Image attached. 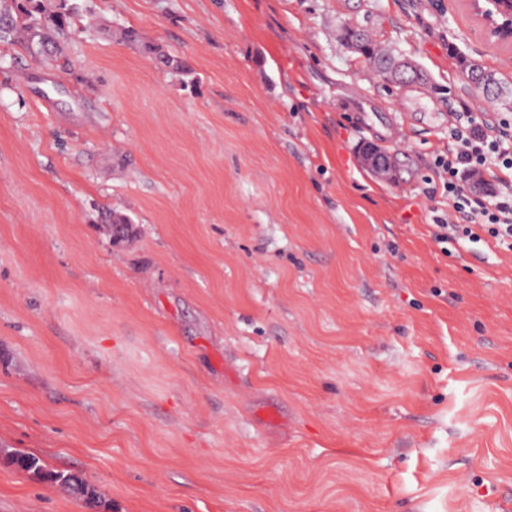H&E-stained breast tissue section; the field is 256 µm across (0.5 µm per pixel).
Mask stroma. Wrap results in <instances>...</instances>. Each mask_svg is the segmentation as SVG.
<instances>
[{"instance_id":"stroma-1","label":"stroma","mask_w":512,"mask_h":512,"mask_svg":"<svg viewBox=\"0 0 512 512\" xmlns=\"http://www.w3.org/2000/svg\"><path fill=\"white\" fill-rule=\"evenodd\" d=\"M89 5L68 71L0 43V512H92L6 448L110 512H512V250L422 194L512 51L463 0ZM121 39L131 47L138 48L148 54L156 55L159 63L166 71L178 75L188 73L185 63L179 57L165 52L158 46L144 43L136 30H125L121 35ZM385 80L390 83L400 84L407 80L424 82L427 80L425 71L412 59L388 58L385 56V68L383 71ZM9 458L18 469L30 472L44 482L58 485L61 489L82 499L86 504L96 506V504L102 503L101 496L95 487L81 475L69 471L47 469L35 456L12 453Z\"/></svg>"}]
</instances>
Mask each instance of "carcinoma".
<instances>
[{"label": "carcinoma", "mask_w": 512, "mask_h": 512, "mask_svg": "<svg viewBox=\"0 0 512 512\" xmlns=\"http://www.w3.org/2000/svg\"><path fill=\"white\" fill-rule=\"evenodd\" d=\"M85 11V0H0V42L19 43L30 55L65 68L69 65L64 54L65 43ZM121 39L131 47L156 56L166 71L178 75L188 73L179 57L144 43L136 30H125ZM103 214L106 223L124 225L121 241H132L129 217L108 209L103 210ZM9 458L18 469L59 486L91 506L102 503L95 487L78 474L50 470L35 456L12 453Z\"/></svg>", "instance_id": "cac0c4a2"}]
</instances>
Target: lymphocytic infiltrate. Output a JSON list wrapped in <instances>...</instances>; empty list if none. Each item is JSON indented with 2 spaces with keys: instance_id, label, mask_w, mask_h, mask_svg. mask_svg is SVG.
Wrapping results in <instances>:
<instances>
[{
  "instance_id": "lymphocytic-infiltrate-1",
  "label": "lymphocytic infiltrate",
  "mask_w": 512,
  "mask_h": 512,
  "mask_svg": "<svg viewBox=\"0 0 512 512\" xmlns=\"http://www.w3.org/2000/svg\"><path fill=\"white\" fill-rule=\"evenodd\" d=\"M434 172L448 202L447 218L434 222L439 242H477L487 236L512 249V124L460 113L446 151L434 160ZM485 174L492 176V188L480 193L464 189V181Z\"/></svg>"
}]
</instances>
